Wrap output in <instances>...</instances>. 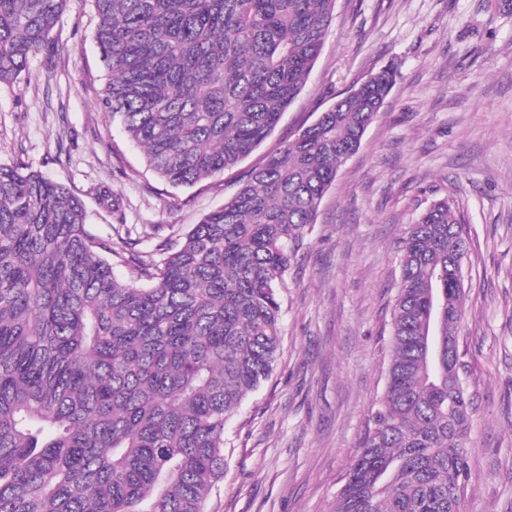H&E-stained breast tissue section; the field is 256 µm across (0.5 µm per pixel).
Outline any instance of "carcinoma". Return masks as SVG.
Masks as SVG:
<instances>
[{"label": "carcinoma", "mask_w": 512, "mask_h": 512, "mask_svg": "<svg viewBox=\"0 0 512 512\" xmlns=\"http://www.w3.org/2000/svg\"><path fill=\"white\" fill-rule=\"evenodd\" d=\"M67 2L0 0V83ZM335 5L94 0L101 105L166 183L231 170L301 93ZM397 76L336 100L153 264L94 233L63 185L0 164V512H206L224 424L280 351L285 275ZM468 239L446 197L405 228L385 390L332 512H463L474 410L448 338Z\"/></svg>", "instance_id": "obj_1"}]
</instances>
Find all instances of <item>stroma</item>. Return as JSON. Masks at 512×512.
Here are the masks:
<instances>
[{"mask_svg":"<svg viewBox=\"0 0 512 512\" xmlns=\"http://www.w3.org/2000/svg\"><path fill=\"white\" fill-rule=\"evenodd\" d=\"M93 0H69L28 73L0 84V164L65 185L100 235L182 240L242 176L371 74L399 77L326 193L280 291L269 378L224 428L208 512H330L376 401L406 225L453 199L469 233L458 345L474 399L465 512H512V0H336L301 94L235 169L173 187L100 98Z\"/></svg>","mask_w":512,"mask_h":512,"instance_id":"1","label":"stroma"}]
</instances>
